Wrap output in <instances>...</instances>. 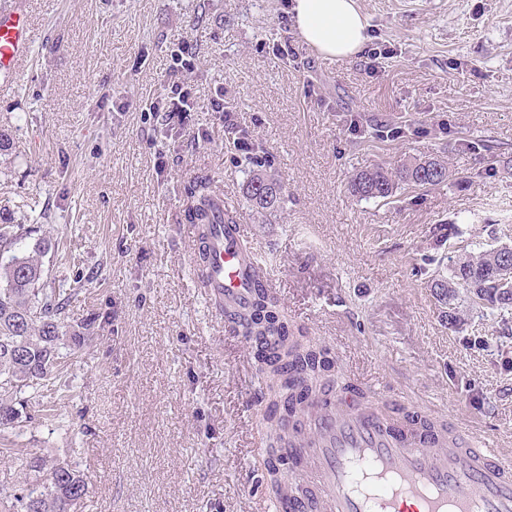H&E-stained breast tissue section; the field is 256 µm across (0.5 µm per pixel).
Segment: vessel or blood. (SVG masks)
<instances>
[{
    "label": "vessel or blood",
    "instance_id": "b4317fda",
    "mask_svg": "<svg viewBox=\"0 0 512 512\" xmlns=\"http://www.w3.org/2000/svg\"><path fill=\"white\" fill-rule=\"evenodd\" d=\"M25 0H0V84L32 53ZM210 298L225 313L252 300L262 257L243 225L214 224L207 239ZM298 468L312 472L307 499H274L276 512H512V461L452 421L447 435L393 420L380 399L327 386L308 415Z\"/></svg>",
    "mask_w": 512,
    "mask_h": 512
}]
</instances>
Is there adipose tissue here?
I'll list each match as a JSON object with an SVG mask.
<instances>
[{"label": "adipose tissue", "mask_w": 512, "mask_h": 512, "mask_svg": "<svg viewBox=\"0 0 512 512\" xmlns=\"http://www.w3.org/2000/svg\"><path fill=\"white\" fill-rule=\"evenodd\" d=\"M292 12L303 40L322 56H357L369 40L358 0H293Z\"/></svg>", "instance_id": "obj_1"}]
</instances>
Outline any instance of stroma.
Here are the masks:
<instances>
[{
  "instance_id": "stroma-1",
  "label": "stroma",
  "mask_w": 512,
  "mask_h": 512,
  "mask_svg": "<svg viewBox=\"0 0 512 512\" xmlns=\"http://www.w3.org/2000/svg\"><path fill=\"white\" fill-rule=\"evenodd\" d=\"M27 2L32 56L0 89V214L46 212V273H89L69 316L93 340L25 392L21 433L0 431V490L23 487L27 451L74 448L91 481L76 512H261L254 347L198 286L183 219L200 175L263 252L291 331L344 376L512 454V343L492 315L450 327L431 288L466 254L512 245V0H359L370 41L394 50L376 73L318 55L288 0ZM285 40L295 64L261 49ZM180 48L195 58L194 109L171 131L147 112ZM219 87L236 127L214 109ZM244 132L286 185L265 217L244 192ZM477 140L494 152L468 149ZM422 157L447 162V184L387 204L348 190L359 170Z\"/></svg>"
}]
</instances>
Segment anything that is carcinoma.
Listing matches in <instances>:
<instances>
[{
	"label": "carcinoma",
	"instance_id": "carcinoma-1",
	"mask_svg": "<svg viewBox=\"0 0 512 512\" xmlns=\"http://www.w3.org/2000/svg\"><path fill=\"white\" fill-rule=\"evenodd\" d=\"M246 196L260 213L274 212L285 201V187L270 173L263 158L252 161ZM448 182V165L438 158H415L394 168L376 165L357 172L350 192L361 200L394 197L402 186L435 187ZM207 176H197L183 186L188 224H235L233 211L217 212ZM45 219L40 212L26 223L0 221V428H16L32 416L18 394L44 387L49 373L63 358L60 349L75 354L85 345L83 325L68 323L72 300L80 294L85 277L55 284L45 279L42 257L48 243L26 240ZM512 246L502 245L471 255L453 266L448 277L433 281L439 302L448 306V325L458 327L460 309L490 311L500 316L498 336L512 340V266L502 255ZM241 335L257 346L256 358L265 380L262 398L268 401V433L274 453L283 460L304 434L309 398L335 371L329 352L302 336L289 333L288 318L279 300L260 288L251 310L243 317ZM32 480L19 493L0 492V512H74L88 495L87 477L73 462L49 453L34 452L26 458Z\"/></svg>",
	"mask_w": 512,
	"mask_h": 512
}]
</instances>
